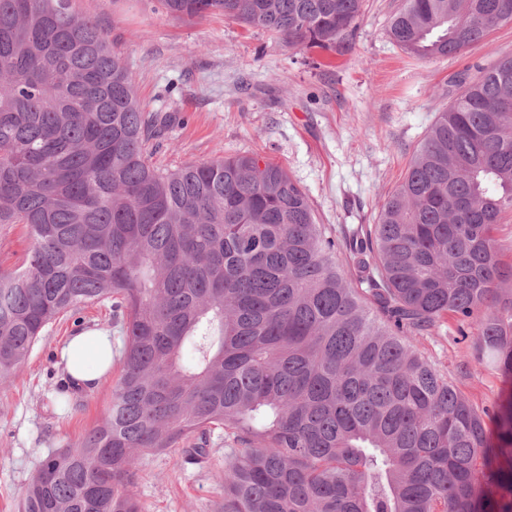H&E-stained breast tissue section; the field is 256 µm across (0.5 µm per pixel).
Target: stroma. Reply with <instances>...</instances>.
Listing matches in <instances>:
<instances>
[{
	"instance_id": "1",
	"label": "stroma",
	"mask_w": 512,
	"mask_h": 512,
	"mask_svg": "<svg viewBox=\"0 0 512 512\" xmlns=\"http://www.w3.org/2000/svg\"><path fill=\"white\" fill-rule=\"evenodd\" d=\"M401 0H364L354 48L345 55L302 51L259 28L215 14L166 15L159 0H77L95 18L135 80L148 112L179 113L153 147L161 168L218 156L257 154L283 168L307 194L318 223L336 238L378 220L402 182L457 80L512 51V23L494 28L469 52L409 58L388 26ZM60 315L9 384L0 385V512H18L28 482L49 451L73 445L99 420L118 375L93 389H70L61 414L56 388L68 376L60 352L77 331L110 333L121 350L109 304ZM417 345L476 406L512 398V375L478 356L475 337L448 320ZM224 434L211 435L207 462L143 456L133 492L143 512H219L224 496Z\"/></svg>"
}]
</instances>
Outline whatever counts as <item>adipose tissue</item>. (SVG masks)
Masks as SVG:
<instances>
[{"mask_svg":"<svg viewBox=\"0 0 512 512\" xmlns=\"http://www.w3.org/2000/svg\"><path fill=\"white\" fill-rule=\"evenodd\" d=\"M112 340L99 332L79 333L62 350L65 371L79 386L94 387L112 364Z\"/></svg>","mask_w":512,"mask_h":512,"instance_id":"1","label":"adipose tissue"}]
</instances>
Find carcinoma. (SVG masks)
Segmentation results:
<instances>
[{
	"instance_id": "1",
	"label": "carcinoma",
	"mask_w": 512,
	"mask_h": 512,
	"mask_svg": "<svg viewBox=\"0 0 512 512\" xmlns=\"http://www.w3.org/2000/svg\"><path fill=\"white\" fill-rule=\"evenodd\" d=\"M293 48L343 55L363 0H160ZM512 0H403L389 35L418 59L470 51ZM378 222L334 240L306 193L254 155L162 170L176 120L75 0H0V384L60 315L112 302L111 400L48 454L21 512H142L144 455L206 454L224 430L222 512H512V401L473 406L416 345L455 319L512 373V54L459 80ZM345 249L356 281L335 254ZM494 238L501 245V258L505 263H512V210L507 209L501 216L493 233ZM31 245L25 224H9L0 229V270L17 268Z\"/></svg>"
}]
</instances>
